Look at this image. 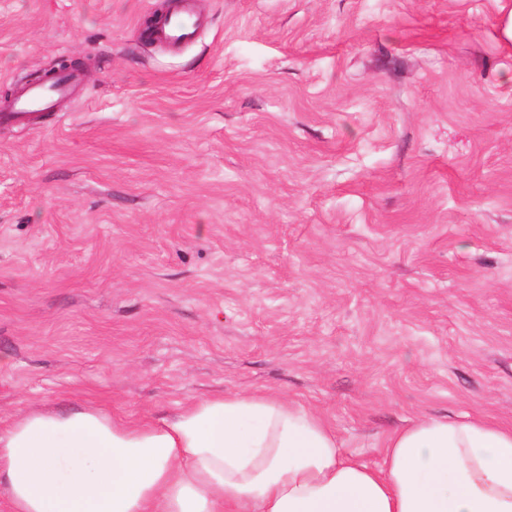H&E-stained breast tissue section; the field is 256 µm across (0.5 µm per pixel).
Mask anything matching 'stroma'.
<instances>
[{"mask_svg": "<svg viewBox=\"0 0 512 512\" xmlns=\"http://www.w3.org/2000/svg\"><path fill=\"white\" fill-rule=\"evenodd\" d=\"M0 0V421L270 392L381 463L512 425V0ZM191 0L175 1L174 10L162 20L153 33L155 40L172 47L192 41L199 26V19L191 7ZM81 76L74 71L63 72L57 75L47 87H33L16 99L9 111L3 112L5 120L21 119L30 112L46 110L54 103L66 96L80 84Z\"/></svg>", "mask_w": 512, "mask_h": 512, "instance_id": "1", "label": "stroma"}]
</instances>
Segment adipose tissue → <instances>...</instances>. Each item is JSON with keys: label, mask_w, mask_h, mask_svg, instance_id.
<instances>
[{"label": "adipose tissue", "mask_w": 512, "mask_h": 512, "mask_svg": "<svg viewBox=\"0 0 512 512\" xmlns=\"http://www.w3.org/2000/svg\"><path fill=\"white\" fill-rule=\"evenodd\" d=\"M0 490L10 512H512V427L423 418L373 465L270 393L135 422L32 409L0 425Z\"/></svg>", "instance_id": "1"}]
</instances>
